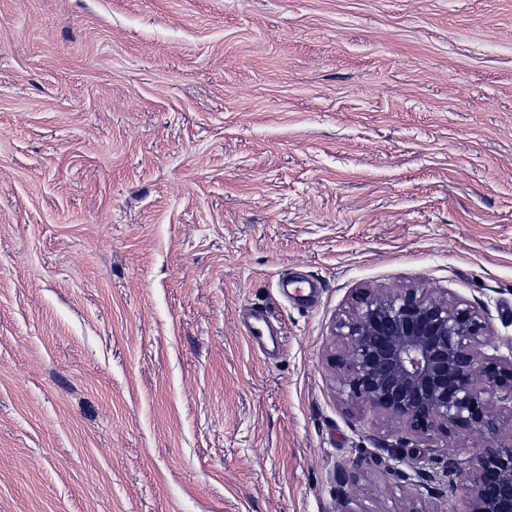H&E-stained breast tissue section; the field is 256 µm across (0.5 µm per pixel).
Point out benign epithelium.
Listing matches in <instances>:
<instances>
[{"label":"benign epithelium","instance_id":"obj_1","mask_svg":"<svg viewBox=\"0 0 512 512\" xmlns=\"http://www.w3.org/2000/svg\"><path fill=\"white\" fill-rule=\"evenodd\" d=\"M345 351L343 392L387 422L423 439L448 443L473 437L464 487L465 512H512V355L492 347L481 313L449 296L430 298L417 288L360 292L338 321ZM456 453L448 452V494L459 485Z\"/></svg>","mask_w":512,"mask_h":512}]
</instances>
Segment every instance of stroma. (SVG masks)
<instances>
[{"instance_id": "35a3bbf8", "label": "stroma", "mask_w": 512, "mask_h": 512, "mask_svg": "<svg viewBox=\"0 0 512 512\" xmlns=\"http://www.w3.org/2000/svg\"><path fill=\"white\" fill-rule=\"evenodd\" d=\"M411 284L512 354V0H0V512H463L340 390ZM269 312L261 311L255 315L246 327V334L250 341L260 348H281L282 342L277 333L272 330Z\"/></svg>"}]
</instances>
